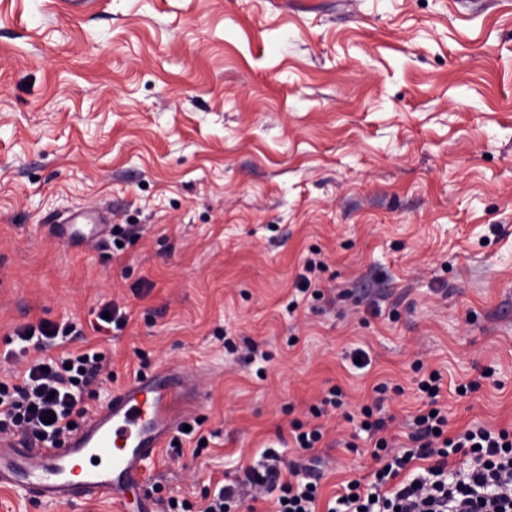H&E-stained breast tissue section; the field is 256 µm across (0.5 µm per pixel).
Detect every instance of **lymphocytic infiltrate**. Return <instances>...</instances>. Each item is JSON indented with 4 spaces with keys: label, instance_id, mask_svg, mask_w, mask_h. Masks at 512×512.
<instances>
[{
    "label": "lymphocytic infiltrate",
    "instance_id": "lymphocytic-infiltrate-1",
    "mask_svg": "<svg viewBox=\"0 0 512 512\" xmlns=\"http://www.w3.org/2000/svg\"><path fill=\"white\" fill-rule=\"evenodd\" d=\"M74 323L39 321L17 329L18 357L37 350L17 384L0 382V432H29L57 443L70 425L83 417V394L103 379L108 362L88 351L54 358L44 350L53 341L77 335ZM409 445L392 448L379 439L380 467L369 487L349 482L327 512H512V430L473 425L449 436L443 413L417 415ZM466 457L463 476L451 479L453 455ZM266 465L247 470L244 480L218 489L202 512H236L247 501L276 494L279 512H316L317 478L311 467L297 463L281 469L275 450H265ZM415 460L423 471L408 472Z\"/></svg>",
    "mask_w": 512,
    "mask_h": 512
}]
</instances>
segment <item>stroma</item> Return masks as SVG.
<instances>
[{
	"label": "stroma",
	"mask_w": 512,
	"mask_h": 512,
	"mask_svg": "<svg viewBox=\"0 0 512 512\" xmlns=\"http://www.w3.org/2000/svg\"><path fill=\"white\" fill-rule=\"evenodd\" d=\"M98 204L137 236L52 238ZM67 319L81 335L49 355L112 373L86 411L198 372L194 433L145 464L198 510L272 448L314 462L326 512L378 467L363 407L408 444L433 372L449 434L512 429V0H0V381L17 327ZM0 512L112 508L0 488Z\"/></svg>",
	"instance_id": "obj_1"
}]
</instances>
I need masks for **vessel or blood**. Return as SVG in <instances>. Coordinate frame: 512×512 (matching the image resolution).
I'll return each mask as SVG.
<instances>
[{
	"label": "vessel or blood",
	"mask_w": 512,
	"mask_h": 512,
	"mask_svg": "<svg viewBox=\"0 0 512 512\" xmlns=\"http://www.w3.org/2000/svg\"><path fill=\"white\" fill-rule=\"evenodd\" d=\"M108 229L106 210L77 209L57 225L55 236L66 244L95 242ZM206 400L191 374L166 364L113 388L107 402L58 445L1 432L0 488L20 486L51 502L106 501L114 512H128L125 494L142 486L145 462L196 418Z\"/></svg>",
	"instance_id": "obj_1"
}]
</instances>
